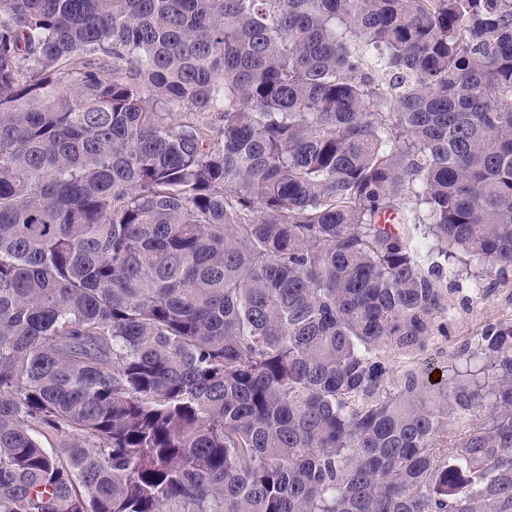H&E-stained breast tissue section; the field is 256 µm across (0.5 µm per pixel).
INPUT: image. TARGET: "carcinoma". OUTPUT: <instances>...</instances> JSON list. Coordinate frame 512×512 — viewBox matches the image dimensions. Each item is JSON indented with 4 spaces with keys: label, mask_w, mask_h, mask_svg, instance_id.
<instances>
[{
    "label": "carcinoma",
    "mask_w": 512,
    "mask_h": 512,
    "mask_svg": "<svg viewBox=\"0 0 512 512\" xmlns=\"http://www.w3.org/2000/svg\"><path fill=\"white\" fill-rule=\"evenodd\" d=\"M457 250L512 0H0V512H512V325L389 358Z\"/></svg>",
    "instance_id": "cac0c4a2"
}]
</instances>
